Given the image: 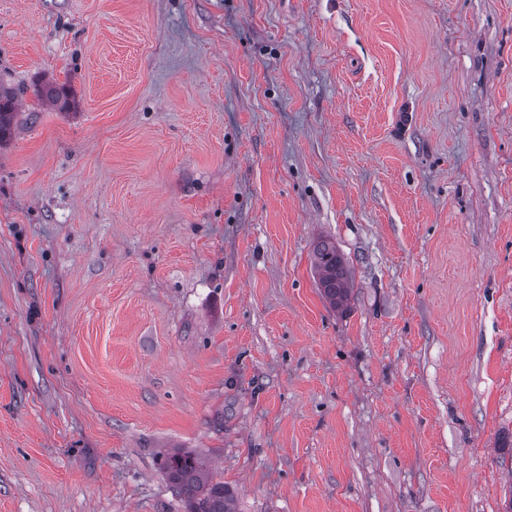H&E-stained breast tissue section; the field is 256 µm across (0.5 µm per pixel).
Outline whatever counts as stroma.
Wrapping results in <instances>:
<instances>
[{
	"label": "stroma",
	"instance_id": "stroma-1",
	"mask_svg": "<svg viewBox=\"0 0 512 512\" xmlns=\"http://www.w3.org/2000/svg\"><path fill=\"white\" fill-rule=\"evenodd\" d=\"M0 85V512L512 507V0H0ZM16 94L8 89L0 86V142H3L16 114ZM314 268L321 292L329 304L336 309L344 307L348 301L351 283L344 258L336 245L322 241L316 246ZM163 470L185 498L188 512H233L232 500L224 484L213 483L191 452L177 450L170 453L165 458Z\"/></svg>",
	"mask_w": 512,
	"mask_h": 512
}]
</instances>
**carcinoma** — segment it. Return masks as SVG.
I'll return each instance as SVG.
<instances>
[{"label": "carcinoma", "instance_id": "cac0c4a2", "mask_svg": "<svg viewBox=\"0 0 512 512\" xmlns=\"http://www.w3.org/2000/svg\"><path fill=\"white\" fill-rule=\"evenodd\" d=\"M63 91L64 88L47 82L38 88L37 95L63 108ZM16 100V94L12 90L0 86V142L10 131ZM314 268L321 292L329 304L336 309L344 307L348 301L351 283L344 258L336 245L322 241L316 246ZM163 470L167 479L185 498L188 512H233L231 498L224 484L212 482L192 453L177 450L167 455Z\"/></svg>", "mask_w": 512, "mask_h": 512}]
</instances>
